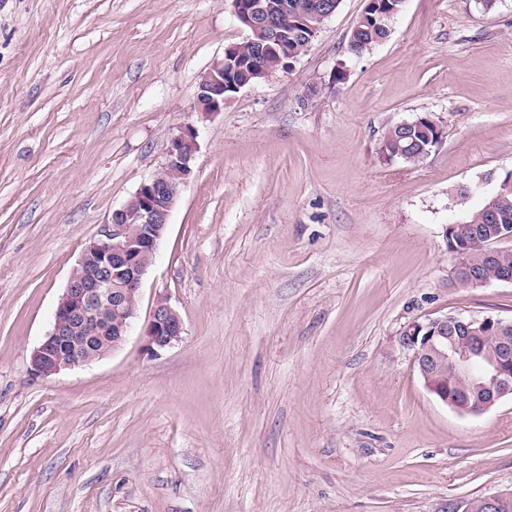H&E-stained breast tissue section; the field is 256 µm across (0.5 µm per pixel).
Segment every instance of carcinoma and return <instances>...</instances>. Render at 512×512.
Wrapping results in <instances>:
<instances>
[{
	"label": "carcinoma",
	"instance_id": "1",
	"mask_svg": "<svg viewBox=\"0 0 512 512\" xmlns=\"http://www.w3.org/2000/svg\"><path fill=\"white\" fill-rule=\"evenodd\" d=\"M310 0H288V17L284 25L288 28V59L292 64L305 54L315 39V31L293 23L292 16L302 11ZM390 5L388 15H373L366 22L354 26L350 33L351 55L358 57L385 40L390 32V22L403 6V0H387ZM439 124L427 114L418 118V123L410 126L392 125L385 131L380 143V153L392 156L404 164H415L427 156L439 143L436 129ZM501 224L512 225V190L501 195L497 204L471 212L465 223L458 226L457 233L448 241V247L464 253L472 271L492 277L499 272H512V249H498L497 265L485 264L482 248L472 241V232L478 231L487 238H497Z\"/></svg>",
	"mask_w": 512,
	"mask_h": 512
}]
</instances>
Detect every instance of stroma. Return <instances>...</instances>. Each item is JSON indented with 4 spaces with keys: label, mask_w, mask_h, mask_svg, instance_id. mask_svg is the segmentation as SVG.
Wrapping results in <instances>:
<instances>
[{
    "label": "stroma",
    "mask_w": 512,
    "mask_h": 512,
    "mask_svg": "<svg viewBox=\"0 0 512 512\" xmlns=\"http://www.w3.org/2000/svg\"><path fill=\"white\" fill-rule=\"evenodd\" d=\"M341 0L290 70L194 110L247 30L231 0H0V512H445L512 490V399L462 415L400 328L512 319V284L456 288L447 224L512 172V0H405L347 50ZM443 129L387 162L385 129ZM197 132L194 176L126 343L36 378L83 248ZM185 331L147 355L157 294ZM384 2H387L391 6L387 10V15L385 17H379L376 14L372 15V18L366 17V13L364 11L357 23L364 19H366V22L355 25L352 28L349 39V43L352 48V52H350L351 55L358 57L388 37L390 32V22L394 16L401 11L404 1L387 0ZM416 119L419 123L410 127L395 124L387 128L380 143V153L394 156L404 164H415L427 156L440 141L436 133L440 125L431 115L424 114Z\"/></svg>",
    "instance_id": "obj_1"
}]
</instances>
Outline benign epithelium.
I'll use <instances>...</instances> for the list:
<instances>
[{"label":"benign epithelium","mask_w":512,"mask_h":512,"mask_svg":"<svg viewBox=\"0 0 512 512\" xmlns=\"http://www.w3.org/2000/svg\"><path fill=\"white\" fill-rule=\"evenodd\" d=\"M237 20L254 33L245 43L252 50L245 53L243 45L233 44L224 57L215 61L202 76L197 89L195 110L205 115L224 110L227 89L234 91L246 84L226 83L225 70L243 57L249 58L248 77L264 79L275 74L269 59L285 57L282 16L288 3L263 4L262 0H232ZM197 152V134L184 126L171 137L165 148L161 170L175 176L168 180L153 173L144 180L132 197L113 211L100 237L82 251L66 288L60 297L49 332L30 358V373L46 378L65 369L93 362L97 343L119 349L127 341L137 318L143 279L154 261L181 188L194 175L193 162ZM453 264L449 280L477 288L491 280L476 276L463 255L450 251ZM459 329L471 339L493 334L494 352L472 372L475 351L456 336ZM184 324L170 299L159 295L141 334L146 353L156 356L181 341ZM400 347L411 353L425 387L451 409L470 415L482 414L505 398H512V320L493 315L467 316L450 313L413 320L399 331ZM460 375L463 387L448 395L439 375L444 367ZM487 512H504L512 505V491L483 494Z\"/></svg>","instance_id":"1"}]
</instances>
